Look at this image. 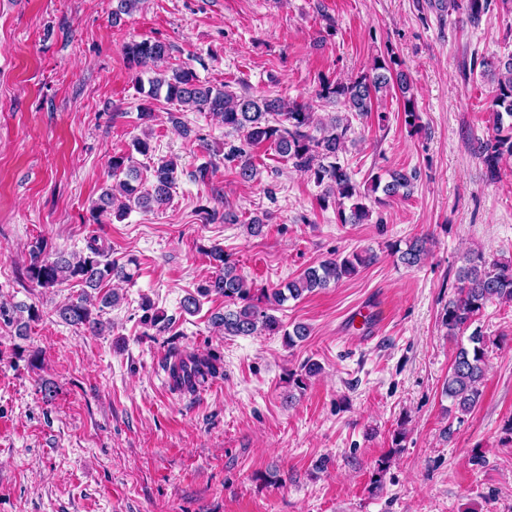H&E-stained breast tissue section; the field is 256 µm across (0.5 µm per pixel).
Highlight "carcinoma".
<instances>
[{
    "label": "carcinoma",
    "mask_w": 512,
    "mask_h": 512,
    "mask_svg": "<svg viewBox=\"0 0 512 512\" xmlns=\"http://www.w3.org/2000/svg\"><path fill=\"white\" fill-rule=\"evenodd\" d=\"M428 4L451 12L460 11L475 24L489 11L491 0H428ZM123 54L128 63L134 66L157 69L156 76L149 79L148 99L157 100L163 96L194 112L216 115L225 127L243 134L244 144L232 145L224 154V160L234 164L237 177L243 183L255 181L258 175L249 149L269 143L281 156L291 160L296 168L324 188L322 203L334 199L341 223L365 224L372 217L368 202L377 192L390 198L408 197L418 180V172L413 169L409 172L392 171L385 182L381 176L373 175L365 183H358L351 169L341 164L338 158L351 129L347 117L334 116L326 122H318L305 105L296 102L290 104L279 97L238 94L227 83L220 88L206 85L188 67L162 69L160 65L168 59L170 47L158 40L132 39L123 46ZM480 66L495 83L490 101L493 126L487 138L477 140L474 151L485 167L488 180L494 182L501 177L502 158L512 156V123L504 125V117L512 119V55L496 61L483 60ZM392 91L402 99L405 124L415 126L418 114L413 81L408 73L400 69V61L392 52L375 57L367 71L349 81H323L317 97L336 99L346 112L364 116L371 111L374 98ZM122 172L126 173V179L120 181L115 189L102 191L93 207L92 220L97 221L101 216L112 213L121 218L134 207L150 211L169 201L170 190L176 181V164L173 161L157 164L153 182L147 189L133 184L138 174L132 157L124 154L112 156V173L116 175ZM210 255L216 262V271L195 289V293L184 297L183 311L194 314L200 309L201 299L211 295L222 296L228 308L224 309V313L213 316L212 323L224 335L280 333L290 346L310 336V327L296 323L292 329H286L273 311L290 299L297 300L318 288H326L356 275L360 268L374 260V255L367 251L338 255L257 295L247 287L246 280L222 249L215 248ZM425 255L426 242L418 237L400 252L399 261L405 267L413 268L422 263ZM26 275L29 281L44 289L54 288L66 281L81 285L78 296L59 307L57 313L66 323L83 325L93 333L103 331L100 312L116 302L114 293H101L102 283L115 277L132 278L125 266L108 260L105 251L98 247L94 239L88 242L87 253L71 259L61 253L52 258L45 254L41 243H36L30 253ZM456 280L457 296L448 302L442 318L452 336L467 330L486 303L495 300L512 303L511 260L489 261L482 255L467 256L456 273ZM141 310L143 325L158 332L169 328L172 318L156 308L150 299L143 300ZM17 311L16 306L0 304V322L16 326L18 335L22 336L28 329V322L37 320L38 316L30 310L28 321L23 322L16 316ZM490 344V337L476 328L468 336V345L462 344L457 348L448 378L443 384V392L462 414L472 411L480 401ZM218 370L216 358L198 356L193 369L186 372L183 381L193 391L196 385L217 374Z\"/></svg>",
    "instance_id": "carcinoma-1"
}]
</instances>
